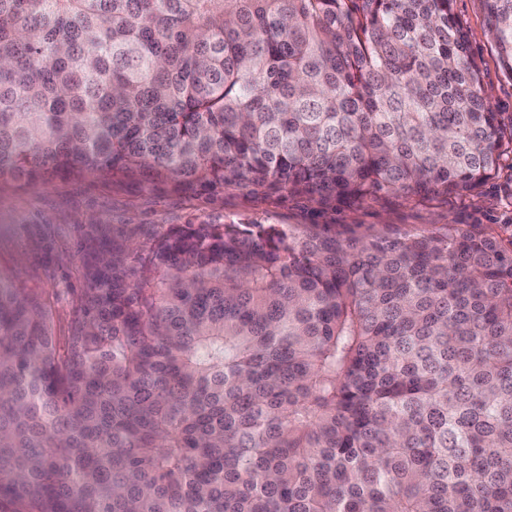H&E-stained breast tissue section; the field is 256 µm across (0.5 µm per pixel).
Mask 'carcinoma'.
Listing matches in <instances>:
<instances>
[{
    "label": "carcinoma",
    "mask_w": 512,
    "mask_h": 512,
    "mask_svg": "<svg viewBox=\"0 0 512 512\" xmlns=\"http://www.w3.org/2000/svg\"><path fill=\"white\" fill-rule=\"evenodd\" d=\"M504 152L452 0H0L1 183L425 200ZM92 240L63 349L0 273V512H512V239Z\"/></svg>",
    "instance_id": "carcinoma-1"
}]
</instances>
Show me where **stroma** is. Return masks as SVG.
<instances>
[{
  "instance_id": "1",
  "label": "stroma",
  "mask_w": 512,
  "mask_h": 512,
  "mask_svg": "<svg viewBox=\"0 0 512 512\" xmlns=\"http://www.w3.org/2000/svg\"><path fill=\"white\" fill-rule=\"evenodd\" d=\"M493 111L512 130V78L487 34L484 0H454ZM319 224L356 235L380 232L441 234L470 224L512 238V152L498 175L465 196L417 201L399 193L363 200L312 201L285 191L232 187L218 192L175 189L149 169L120 182L96 176L47 177L35 185L0 187V272L36 292L50 310L57 344H64L83 286V257L91 225L105 224L139 247L146 234L174 224Z\"/></svg>"
}]
</instances>
